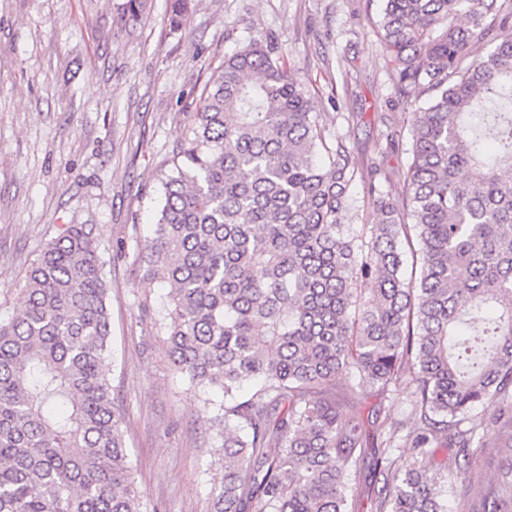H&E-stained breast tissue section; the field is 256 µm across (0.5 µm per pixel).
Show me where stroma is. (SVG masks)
Returning <instances> with one entry per match:
<instances>
[{"label":"stroma","mask_w":512,"mask_h":512,"mask_svg":"<svg viewBox=\"0 0 512 512\" xmlns=\"http://www.w3.org/2000/svg\"><path fill=\"white\" fill-rule=\"evenodd\" d=\"M124 0H0V322L23 303L27 270L64 224L93 225L106 262L112 320L113 398L146 512H214L224 472L206 421L221 393L200 390L167 356L165 287L142 299L135 252L152 237L160 179L211 73L250 40L274 35L331 131L347 140L361 178L346 221L362 233L376 218L361 198L380 166L397 183L403 146L380 136L409 107L372 19L375 0H193L180 25L171 0H150L136 26ZM414 424L408 391L355 397ZM500 404L474 410L491 430L481 447H438L423 466L451 483L448 512H471L512 461L493 432ZM478 479L456 490L458 461Z\"/></svg>","instance_id":"stroma-1"}]
</instances>
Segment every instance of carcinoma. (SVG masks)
I'll return each mask as SVG.
<instances>
[{"mask_svg":"<svg viewBox=\"0 0 512 512\" xmlns=\"http://www.w3.org/2000/svg\"><path fill=\"white\" fill-rule=\"evenodd\" d=\"M144 8L125 0L124 23ZM497 26L512 27V0H382L408 165L395 191L371 184L378 219L356 237L343 220L358 166L278 38L249 41L204 85L137 263L144 298L170 284V364L224 396L208 419L215 512H352L362 483L376 512H447L418 456L483 442L470 410L512 403V41L484 51ZM24 291L0 322V512H143L91 228L60 227ZM338 382L413 397L407 433L381 421L386 465L371 473L364 415ZM402 440L416 455L396 468ZM511 504L512 465L481 507Z\"/></svg>","mask_w":512,"mask_h":512,"instance_id":"cac0c4a2","label":"carcinoma"}]
</instances>
